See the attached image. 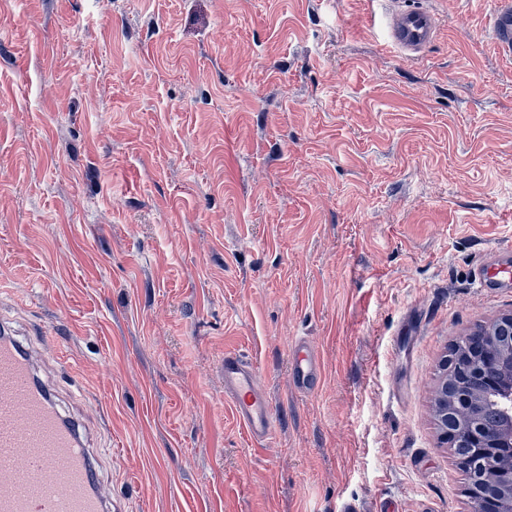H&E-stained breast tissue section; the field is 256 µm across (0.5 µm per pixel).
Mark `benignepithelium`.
Here are the masks:
<instances>
[{
    "label": "benign epithelium",
    "mask_w": 512,
    "mask_h": 512,
    "mask_svg": "<svg viewBox=\"0 0 512 512\" xmlns=\"http://www.w3.org/2000/svg\"><path fill=\"white\" fill-rule=\"evenodd\" d=\"M501 357L499 351L488 345L477 348L472 361L464 366L457 363L456 357L447 355L442 363L443 375H448V370H458L462 375L474 374L483 376L485 393L494 401L500 403L501 410L507 418V425L497 428L495 431L487 429L482 424H476L462 433L453 429L450 421L451 413L448 412V396L444 386H439L436 393L437 409L435 419L441 430L442 437L452 447L474 448L481 454L493 453V446L505 441L512 444V388H504L498 377L497 367ZM483 471H477V477L468 482L465 488L467 496L472 500L473 512H512V503L502 507L501 501L491 490L488 482L480 479Z\"/></svg>",
    "instance_id": "7a95c632"
}]
</instances>
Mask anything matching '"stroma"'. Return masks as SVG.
Returning <instances> with one entry per match:
<instances>
[{"label": "stroma", "mask_w": 512, "mask_h": 512, "mask_svg": "<svg viewBox=\"0 0 512 512\" xmlns=\"http://www.w3.org/2000/svg\"><path fill=\"white\" fill-rule=\"evenodd\" d=\"M404 2L439 19L420 60L376 0H0V311L132 512H472L434 398L512 312L473 278L512 251V59L477 0ZM321 365L306 338L296 339L289 353V383L292 390L300 395L313 392L320 381ZM224 401L240 427L257 447L274 437L275 416L262 374L255 363L239 352H225Z\"/></svg>", "instance_id": "35a3bbf8"}]
</instances>
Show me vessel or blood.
Masks as SVG:
<instances>
[{"label":"vessel or blood","mask_w":512,"mask_h":512,"mask_svg":"<svg viewBox=\"0 0 512 512\" xmlns=\"http://www.w3.org/2000/svg\"><path fill=\"white\" fill-rule=\"evenodd\" d=\"M379 26L388 43L416 59L434 40L438 21L425 8L385 0ZM493 44L512 56V0H493L488 14ZM482 288L512 285V264L491 260L475 273ZM39 352L18 341L0 318V512H128L109 498L95 469L84 424L65 416L38 375ZM224 401L258 447L267 446L275 416L262 374L246 355H224ZM321 365L309 341L296 339L289 353V383L300 395L313 392Z\"/></svg>","instance_id":"b4317fda"}]
</instances>
